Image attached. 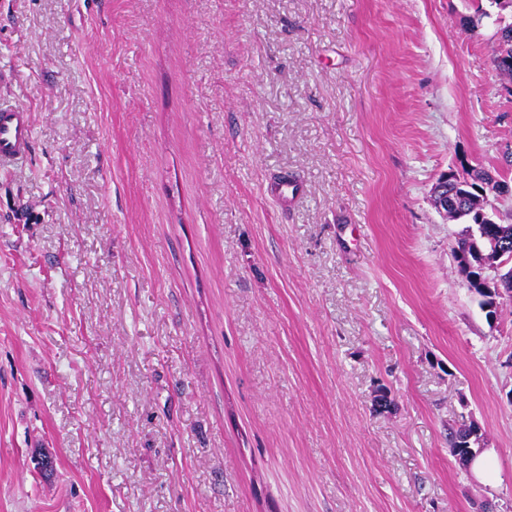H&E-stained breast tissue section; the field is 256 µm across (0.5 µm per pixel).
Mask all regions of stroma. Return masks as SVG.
Returning a JSON list of instances; mask_svg holds the SVG:
<instances>
[{
    "label": "stroma",
    "mask_w": 512,
    "mask_h": 512,
    "mask_svg": "<svg viewBox=\"0 0 512 512\" xmlns=\"http://www.w3.org/2000/svg\"><path fill=\"white\" fill-rule=\"evenodd\" d=\"M489 6L0 0L33 126L0 168V512H512V302L486 320L431 201L512 181ZM472 432L473 434L470 438L462 439L457 447L451 448V452L456 461L466 470H470L472 463L476 460L472 468L478 476L483 477L486 476L489 471V463L486 458L484 456L478 457L483 448H470L469 443H467L469 439L475 436L479 439L482 433L481 428L474 422L472 424Z\"/></svg>",
    "instance_id": "1"
}]
</instances>
